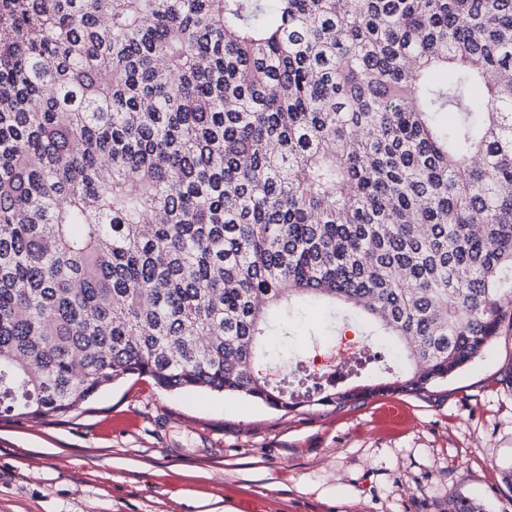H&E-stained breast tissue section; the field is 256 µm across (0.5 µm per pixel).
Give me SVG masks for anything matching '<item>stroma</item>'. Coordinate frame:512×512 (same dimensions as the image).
<instances>
[{
  "label": "stroma",
  "mask_w": 512,
  "mask_h": 512,
  "mask_svg": "<svg viewBox=\"0 0 512 512\" xmlns=\"http://www.w3.org/2000/svg\"><path fill=\"white\" fill-rule=\"evenodd\" d=\"M268 339L293 363L383 348L351 312L292 305ZM459 493L512 512V334L422 396L277 411L240 394L166 391L146 376L61 417L0 414V512H448Z\"/></svg>",
  "instance_id": "stroma-1"
}]
</instances>
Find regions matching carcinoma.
I'll use <instances>...</instances> for the list:
<instances>
[{
  "label": "carcinoma",
  "mask_w": 512,
  "mask_h": 512,
  "mask_svg": "<svg viewBox=\"0 0 512 512\" xmlns=\"http://www.w3.org/2000/svg\"><path fill=\"white\" fill-rule=\"evenodd\" d=\"M299 302L409 366L272 383ZM505 331L512 0H0L1 412L135 375L341 408Z\"/></svg>",
  "instance_id": "carcinoma-1"
}]
</instances>
